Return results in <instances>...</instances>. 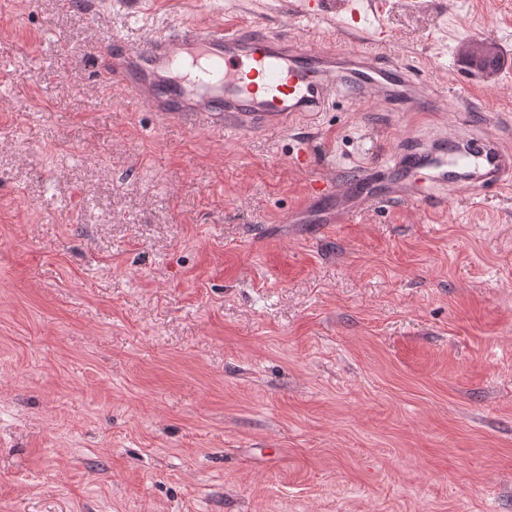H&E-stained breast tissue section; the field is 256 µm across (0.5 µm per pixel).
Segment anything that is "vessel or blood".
<instances>
[{
    "label": "vessel or blood",
    "instance_id": "obj_1",
    "mask_svg": "<svg viewBox=\"0 0 512 512\" xmlns=\"http://www.w3.org/2000/svg\"><path fill=\"white\" fill-rule=\"evenodd\" d=\"M105 82L122 84L132 99L163 117L191 116L197 125L226 127L246 135L258 129L288 130L301 113L322 112L338 96L359 106L387 100L406 112L428 111L432 100L405 67L365 54L313 49L283 31L240 20L201 24L184 20L156 27L136 48L119 45L100 70ZM485 135L465 125L452 133L405 139L385 162L359 163L344 183L315 172L307 199H351L352 210L417 200L444 208L459 189L480 193L512 187V149L492 135L499 117L483 112ZM427 171L424 185L414 175Z\"/></svg>",
    "mask_w": 512,
    "mask_h": 512
}]
</instances>
